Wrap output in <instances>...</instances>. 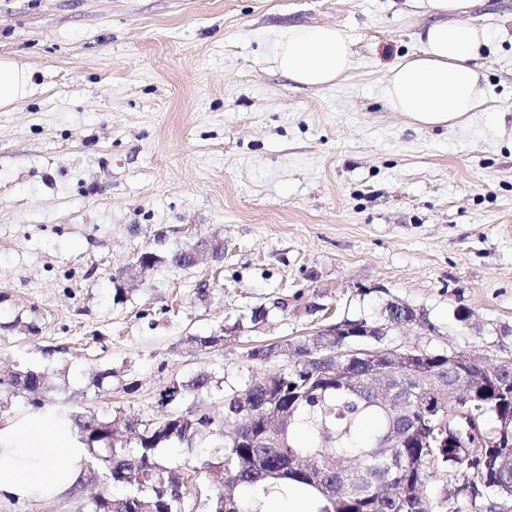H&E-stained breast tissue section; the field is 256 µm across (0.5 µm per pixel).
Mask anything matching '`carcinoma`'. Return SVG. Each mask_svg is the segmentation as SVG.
<instances>
[{"label":"carcinoma","mask_w":512,"mask_h":512,"mask_svg":"<svg viewBox=\"0 0 512 512\" xmlns=\"http://www.w3.org/2000/svg\"><path fill=\"white\" fill-rule=\"evenodd\" d=\"M167 260L176 267L192 265L183 248ZM167 260L148 251L136 256L149 271ZM306 343L305 338L275 343L277 356L289 359L288 365L280 370L267 411L249 416L236 440L224 437V417L201 409L175 411L153 423L138 417L102 420L92 413L76 419L78 437L87 447L106 451L100 460L112 484L131 488L119 496L94 498L90 512H183V495L173 496L168 484L173 474L184 482V474L164 465L157 450L168 443H190L198 436L214 438L212 452L219 462L209 475L231 488L268 493L289 481L315 490L305 471L284 467L294 457L318 460L324 466V482L336 488L332 497L318 492L319 512H439L450 498L436 499L428 493L429 469L442 474L450 466L464 467L471 497L491 489L512 498V470L504 473L494 467L497 458L512 457V423H503L512 414V365L499 368L493 377L485 375L480 363L469 368L478 385L462 408L471 411L469 423L476 434L470 457L460 460L433 439L444 420L438 410L440 387L455 373L448 355L423 356L418 379L409 385L407 421L399 425L394 414L374 403L361 387L290 361ZM45 381L43 372L28 369L0 380V385L7 394H39ZM211 385V375L198 374L160 390L157 402L175 406ZM280 416L284 423L275 447H262L267 418Z\"/></svg>","instance_id":"1"}]
</instances>
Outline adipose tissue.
Returning <instances> with one entry per match:
<instances>
[{
    "label": "adipose tissue",
    "mask_w": 512,
    "mask_h": 512,
    "mask_svg": "<svg viewBox=\"0 0 512 512\" xmlns=\"http://www.w3.org/2000/svg\"><path fill=\"white\" fill-rule=\"evenodd\" d=\"M434 15L418 35L417 54L395 62L384 88L387 104L416 127H453L470 122L485 103L486 77L474 64L484 44L482 30L448 23V16L472 8L475 0H404ZM275 68L296 83L326 86L352 66L351 44L331 25L282 31L272 58ZM35 88L33 73L0 58V109L25 100ZM87 446L69 416L43 409L0 425V502L54 498L71 492L85 474Z\"/></svg>",
    "instance_id": "obj_1"
}]
</instances>
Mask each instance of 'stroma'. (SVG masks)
Masks as SVG:
<instances>
[{
    "mask_svg": "<svg viewBox=\"0 0 512 512\" xmlns=\"http://www.w3.org/2000/svg\"><path fill=\"white\" fill-rule=\"evenodd\" d=\"M460 19L486 33V103L420 129L383 90L434 18L393 0H0V58L37 85L0 110V375L46 372L48 409L156 420L159 390L207 372L191 403L220 414L230 389L287 365L250 347L327 317L374 322L392 301L427 323L387 344L512 361V149L497 124L512 113V0ZM313 25L352 42L335 85L271 64L279 33ZM199 234L223 238L222 262L122 278L136 253ZM256 309L263 322L236 328ZM209 446L158 455L186 473ZM107 487L92 458L67 497L0 512H88Z\"/></svg>",
    "mask_w": 512,
    "mask_h": 512,
    "instance_id": "stroma-1",
    "label": "stroma"
}]
</instances>
